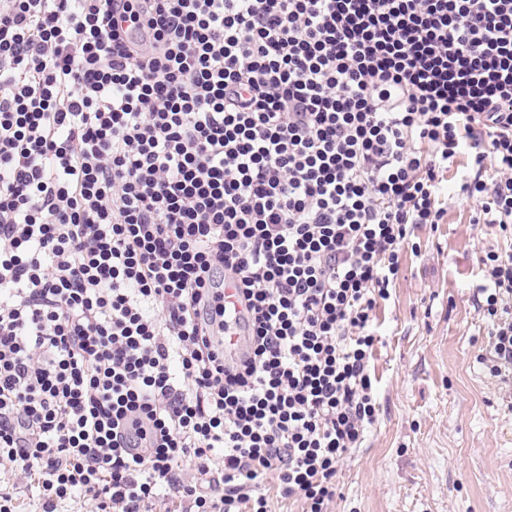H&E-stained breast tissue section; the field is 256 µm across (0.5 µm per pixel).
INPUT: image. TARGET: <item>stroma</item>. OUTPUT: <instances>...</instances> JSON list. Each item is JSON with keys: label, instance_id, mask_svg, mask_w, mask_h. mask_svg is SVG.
Returning <instances> with one entry per match:
<instances>
[{"label": "stroma", "instance_id": "obj_1", "mask_svg": "<svg viewBox=\"0 0 512 512\" xmlns=\"http://www.w3.org/2000/svg\"><path fill=\"white\" fill-rule=\"evenodd\" d=\"M448 202V221L415 231L382 322L378 423L341 466L331 512H512V383L478 354L479 258L512 239Z\"/></svg>", "mask_w": 512, "mask_h": 512}]
</instances>
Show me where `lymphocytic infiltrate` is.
Instances as JSON below:
<instances>
[{
  "label": "lymphocytic infiltrate",
  "mask_w": 512,
  "mask_h": 512,
  "mask_svg": "<svg viewBox=\"0 0 512 512\" xmlns=\"http://www.w3.org/2000/svg\"><path fill=\"white\" fill-rule=\"evenodd\" d=\"M452 175L512 234V0H0V471L41 512H270L269 474L329 512ZM225 306L227 310L231 312L227 314L226 320L228 324L233 325L235 328L232 330V333L228 335L230 337L224 341V350L226 345L232 350V355L237 353L236 356L238 357L235 358L240 359L245 352L240 343V336H244L241 334H243L246 328L245 307L240 300L234 282L229 278L224 280V307Z\"/></svg>",
  "instance_id": "lymphocytic-infiltrate-1"
}]
</instances>
